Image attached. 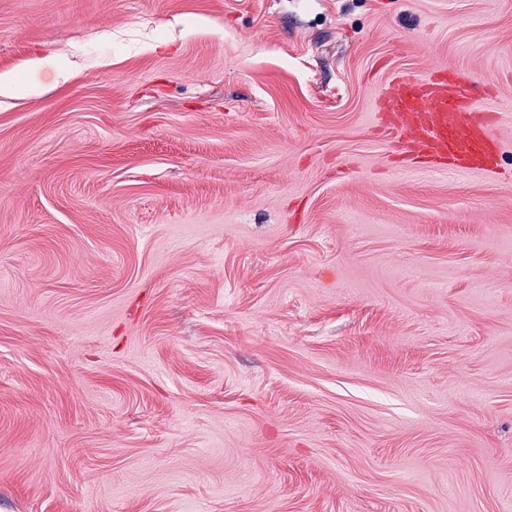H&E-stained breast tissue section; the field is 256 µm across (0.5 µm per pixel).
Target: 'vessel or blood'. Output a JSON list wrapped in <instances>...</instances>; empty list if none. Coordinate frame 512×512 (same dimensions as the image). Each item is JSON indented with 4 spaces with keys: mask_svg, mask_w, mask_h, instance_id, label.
Masks as SVG:
<instances>
[{
    "mask_svg": "<svg viewBox=\"0 0 512 512\" xmlns=\"http://www.w3.org/2000/svg\"><path fill=\"white\" fill-rule=\"evenodd\" d=\"M487 86L477 74L402 72L388 82L379 109L389 114L391 129L404 137L411 152L489 169L494 161L487 146L495 132L474 107Z\"/></svg>",
    "mask_w": 512,
    "mask_h": 512,
    "instance_id": "obj_1",
    "label": "vessel or blood"
}]
</instances>
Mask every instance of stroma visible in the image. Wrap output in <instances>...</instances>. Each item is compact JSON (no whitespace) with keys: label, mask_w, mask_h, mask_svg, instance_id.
I'll return each mask as SVG.
<instances>
[{"label":"stroma","mask_w":512,"mask_h":512,"mask_svg":"<svg viewBox=\"0 0 512 512\" xmlns=\"http://www.w3.org/2000/svg\"><path fill=\"white\" fill-rule=\"evenodd\" d=\"M434 68L496 173L386 132ZM5 73L0 512H512V0H0Z\"/></svg>","instance_id":"1"}]
</instances>
